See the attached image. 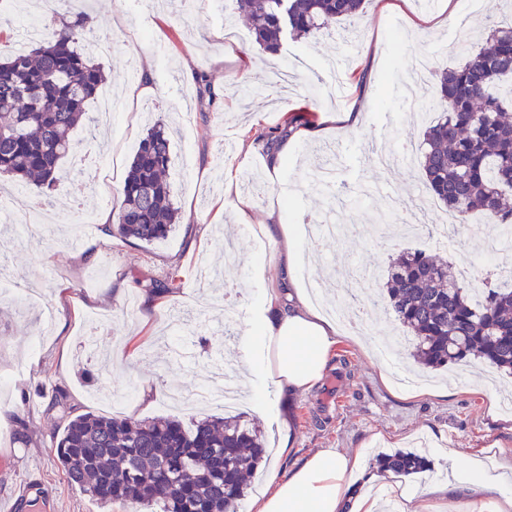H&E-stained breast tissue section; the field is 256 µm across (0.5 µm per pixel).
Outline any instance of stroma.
Wrapping results in <instances>:
<instances>
[{
  "instance_id": "stroma-1",
  "label": "stroma",
  "mask_w": 512,
  "mask_h": 512,
  "mask_svg": "<svg viewBox=\"0 0 512 512\" xmlns=\"http://www.w3.org/2000/svg\"><path fill=\"white\" fill-rule=\"evenodd\" d=\"M368 0L354 24L339 22L302 40H284L278 55L248 37L247 22L229 35L224 22L231 0H83L95 36L111 44L96 53L111 77L104 92L119 98L117 125H82L72 133L77 146L61 164L55 192L0 182V273L16 287L37 283L33 302L0 296V371L12 380L0 388V500L31 480L26 512H129L120 502L103 507L68 484L50 452L52 435L77 415H112L110 395L132 393L122 416L144 419L166 411L174 388L213 384L212 356L234 361L241 323L226 324V292L239 304L256 301L264 289L282 285L277 248L256 238L255 226L269 210L282 223L327 213L331 197L348 198L340 214L352 232L341 244L322 245L307 260L311 276L336 300L327 268H379L404 249H422L447 260L466 279V265L485 257L499 236L497 225L481 235L438 241L402 239L409 213L390 217V202L426 194L419 166L420 144L436 118L424 106L437 93V75L460 65L464 46L486 37L494 15L470 0ZM46 8L31 0L18 10L0 0V56L11 54L26 26L45 19ZM149 70L157 95L130 98V69ZM250 81L269 85L267 94L242 95ZM308 107V122L320 115L359 112L354 132L327 124L316 141L296 139L278 172L268 171L256 137L276 131ZM172 130L170 181L179 211L175 229L144 244L117 235L102 237L100 211H117L122 185L117 168L128 167L149 127ZM375 143L393 156L391 167L370 164L362 148ZM263 172L254 193L240 174ZM387 185L384 194L376 185ZM39 209L48 229L28 239L20 226ZM250 221H239L240 211ZM264 267L252 279L245 262ZM176 274L174 293L152 294L153 280ZM394 356L364 352L340 337L324 379L292 398L291 451L271 456L270 466L288 471L320 449L363 454L373 467L377 454L419 448L430 471L409 478L412 487L446 484L450 472L466 474L472 459L492 458L507 467L512 487V410L499 406L512 392V377L480 362L423 374L434 390L406 397L380 377L382 367L402 366ZM67 394L65 410L47 412L46 397ZM457 449L447 461L445 449Z\"/></svg>"
}]
</instances>
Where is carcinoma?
Returning a JSON list of instances; mask_svg holds the SVG:
<instances>
[{"label": "carcinoma", "instance_id": "1", "mask_svg": "<svg viewBox=\"0 0 512 512\" xmlns=\"http://www.w3.org/2000/svg\"><path fill=\"white\" fill-rule=\"evenodd\" d=\"M253 22L252 39L276 54L286 37L300 39L328 22L360 16L368 0H233ZM88 31L81 13L60 20L48 38L0 61V180L33 181L46 192L59 182L60 161L76 150L70 138L87 120L86 105L105 82L102 66L80 47ZM422 170L426 186L468 232L470 216L512 226V21L492 25L481 47L437 77ZM171 139L154 125L142 138L122 188L110 233L151 244L178 219L166 172ZM382 289L365 300L392 313L413 336L411 356L427 368L483 360L512 374V287L471 294L448 263L404 251L375 278ZM50 451L69 483L101 504L140 512H241L248 480L264 460L262 432L239 415L193 420L167 414L138 421L81 414L53 437ZM428 462L413 451L379 457L383 474L413 477Z\"/></svg>", "mask_w": 512, "mask_h": 512}]
</instances>
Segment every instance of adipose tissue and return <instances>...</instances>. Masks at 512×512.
I'll use <instances>...</instances> for the list:
<instances>
[{
    "mask_svg": "<svg viewBox=\"0 0 512 512\" xmlns=\"http://www.w3.org/2000/svg\"><path fill=\"white\" fill-rule=\"evenodd\" d=\"M262 234L280 243L289 277H296L302 263L299 244L302 230L281 224L276 214L260 227ZM236 363L251 387L256 407H263L262 393L273 386L294 395L314 387L324 376L337 341L336 324L316 306L306 289L289 296L265 289L252 306ZM473 502L495 495L496 512H512V494L503 489L497 468L476 463L463 480ZM394 500L400 512H457L444 485L415 491L386 484L366 473L360 454L333 449L315 452L288 473L267 472V487L250 506V512H383L385 500Z\"/></svg>",
    "mask_w": 512,
    "mask_h": 512,
    "instance_id": "1",
    "label": "adipose tissue"
}]
</instances>
